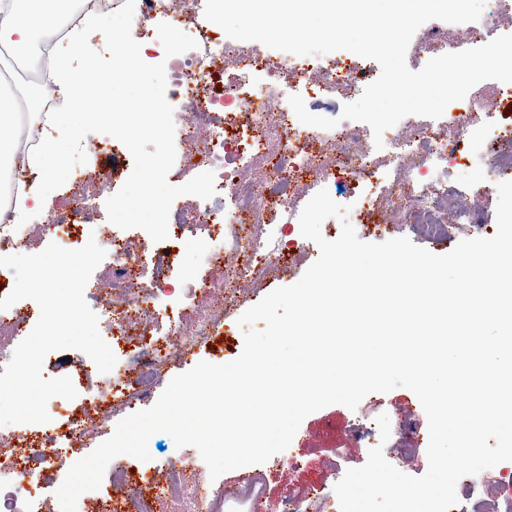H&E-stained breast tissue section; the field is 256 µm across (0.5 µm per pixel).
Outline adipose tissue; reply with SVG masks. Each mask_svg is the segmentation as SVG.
<instances>
[{
  "mask_svg": "<svg viewBox=\"0 0 512 512\" xmlns=\"http://www.w3.org/2000/svg\"><path fill=\"white\" fill-rule=\"evenodd\" d=\"M62 0H0V49L15 55L27 53L40 29L33 25L30 15L43 16L58 7ZM50 80L61 96L65 108L51 113L48 121L52 130L40 152L31 156L28 166L47 180H54L62 166L58 136L67 131V116L83 115L86 101L93 94L85 70L73 67L67 49L60 50Z\"/></svg>",
  "mask_w": 512,
  "mask_h": 512,
  "instance_id": "obj_1",
  "label": "adipose tissue"
}]
</instances>
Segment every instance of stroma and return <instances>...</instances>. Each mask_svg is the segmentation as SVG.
Listing matches in <instances>:
<instances>
[{
  "mask_svg": "<svg viewBox=\"0 0 512 512\" xmlns=\"http://www.w3.org/2000/svg\"><path fill=\"white\" fill-rule=\"evenodd\" d=\"M468 184L463 192L466 203L481 221L477 224L450 222L448 233L440 239L421 234L418 225L397 220L383 231L357 229L358 238L365 242L379 243L392 238L406 237L417 246L435 254L450 252L461 240L490 237L496 232L497 189L480 190L482 166L472 163L465 171ZM295 247L287 260L267 277L238 288L225 316L223 341H210L197 347L193 354L184 357L175 367L176 373L192 369L206 361L224 364L237 358L244 346V330L237 320L243 312L258 303L271 291L295 284L305 270L318 259L317 244L304 238L300 231H293ZM388 414L390 436L381 440L376 419ZM127 415L121 407H113L112 421L99 424L95 408H88L85 419L89 434L77 452L58 455L47 476L64 480L74 455H88L101 442L115 432L117 421ZM428 421L417 398L409 389L396 388L387 393L368 394L351 410L335 404L307 416L286 451L272 456L264 463L246 467L244 473L227 472L217 480H210L206 464L198 451L190 446H176L172 437L165 433L154 434L148 443L151 456L149 464L156 480H163L164 464L178 459L194 468L199 485L222 488L241 482L244 476L259 475L261 483L255 495L225 504L223 512H280L284 497L307 503L310 512H317L319 504L308 494L315 488L333 490L340 478L351 468L363 466L368 453L375 446H382L385 458L401 472L419 477L426 473L428 460ZM297 460V467L287 466L286 458ZM459 503L451 512H512V461H506L474 476L461 478L456 486Z\"/></svg>",
  "mask_w": 512,
  "mask_h": 512,
  "instance_id": "1",
  "label": "stroma"
}]
</instances>
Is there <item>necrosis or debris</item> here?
Segmentation results:
<instances>
[{
  "mask_svg": "<svg viewBox=\"0 0 512 512\" xmlns=\"http://www.w3.org/2000/svg\"><path fill=\"white\" fill-rule=\"evenodd\" d=\"M89 11L107 19L122 15L128 38L153 39L152 62L166 64V97L174 109L175 148L181 161L178 174L190 179L213 172L216 189L207 200L173 202L169 241L147 236L138 243L112 235V258L104 276L86 286L88 297L111 317L113 331L137 340L132 350L117 352L109 384L76 387L79 396L97 399L103 421H110L113 402L132 409L151 399L177 358L223 329L227 296L242 282L261 278L283 255V232L297 224L298 199L306 190L327 189L341 180L350 184L357 200L347 214L350 223H363L366 211L382 202L391 216H409L426 234L447 232L443 204L460 195L450 171L474 153L469 138L474 103L465 102L429 124L402 119L384 132L379 149L355 121H341L329 130L302 124L289 104L291 91L349 98L368 82L367 71L352 63L336 65L322 55L270 56L256 43L226 39L218 25L196 23L190 0H66L38 45L41 75L49 74L55 52ZM159 16L191 35L197 49L165 58L154 27ZM15 123L21 156L9 179L0 184V256L31 251L35 240L46 237L67 249L75 239L86 241L98 234L87 203L110 190L113 178L110 170L90 163L72 170L64 207L39 224L13 223L11 199L28 186L22 156L37 149L47 132L45 125L30 123L22 114ZM451 124L457 131L450 136L446 129ZM497 139L501 148L481 157L487 188L501 176L512 177V116L501 115ZM384 166L401 175L379 195L373 177ZM269 213L278 218L277 232L262 228ZM188 239L199 243L207 262L223 265L221 281L200 282L176 274V255ZM245 253L252 255L251 263H241ZM171 306L191 309L193 321L170 325L165 337H154ZM38 317V308L20 302L0 311V366L10 360ZM47 412L55 418L54 426L37 431L20 424L0 426V439L35 448L31 455L24 450L0 454V512H40L43 485L31 478L33 460L51 465L86 434L83 419L61 413L57 404H50ZM190 488L187 468L172 462L164 483L154 485L145 471L113 468L110 485L100 486L96 495L110 512H158L159 503L183 497Z\"/></svg>",
  "mask_w": 512,
  "mask_h": 512,
  "instance_id": "necrosis-or-debris-1",
  "label": "necrosis or debris"
}]
</instances>
